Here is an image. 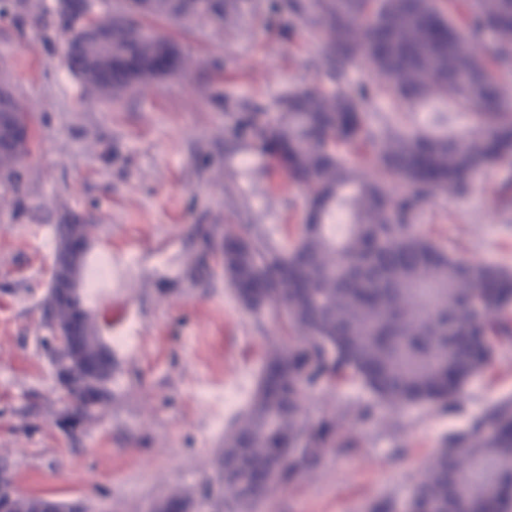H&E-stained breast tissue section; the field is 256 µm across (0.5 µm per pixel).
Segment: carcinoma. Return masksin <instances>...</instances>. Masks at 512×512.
<instances>
[{
	"instance_id": "obj_1",
	"label": "carcinoma",
	"mask_w": 512,
	"mask_h": 512,
	"mask_svg": "<svg viewBox=\"0 0 512 512\" xmlns=\"http://www.w3.org/2000/svg\"><path fill=\"white\" fill-rule=\"evenodd\" d=\"M140 9L92 12L84 24L107 30L112 58L77 77L106 101L188 66L178 43L145 34L147 20L183 28L232 26L259 14L255 0H143ZM319 42L331 91L286 88L274 118L254 137L307 193L306 222L280 244L242 225L224 230V275L254 314L279 307L288 342L265 353L248 407L224 435V467L201 488L198 512L213 499L229 512H254L280 488L313 472L336 445L342 415L317 419L304 394L320 382L351 379L391 408L444 402L489 368L512 339V270L462 261L420 234V208L436 196L458 199L495 169L512 171V0H284ZM363 63L401 112L432 111L423 128L377 124L371 95L346 85ZM467 110L461 134L448 129V106ZM368 154L372 176L353 167ZM27 156L0 152V193L15 194ZM404 187L401 193L391 185ZM347 224H330L333 215ZM102 380L112 387L116 361L103 344ZM416 512L512 509V398L491 405L448 437L415 482Z\"/></svg>"
}]
</instances>
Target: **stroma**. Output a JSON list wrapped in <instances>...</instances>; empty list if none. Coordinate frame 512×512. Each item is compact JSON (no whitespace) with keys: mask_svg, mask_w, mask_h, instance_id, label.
<instances>
[{"mask_svg":"<svg viewBox=\"0 0 512 512\" xmlns=\"http://www.w3.org/2000/svg\"><path fill=\"white\" fill-rule=\"evenodd\" d=\"M195 66L115 103H104L65 66L62 24L0 22V77L31 117L33 138L19 197L0 199V466L19 487L87 512H147L173 492L197 496L224 456L234 418L224 395L249 400L262 357L283 338V313L255 315L237 299L220 263L225 225L250 224L275 240L304 223L305 190L233 131L249 112L271 116L287 87L329 90L319 46L287 15L267 28L238 21L216 33L166 22ZM497 175L460 199L437 197L416 224L454 256L512 269V223L497 211ZM92 227L90 257L124 274L126 311L108 325L93 276L83 296L117 369L112 397L81 427L60 423L66 403L42 340L56 225ZM512 397V341L488 371L447 404L388 410L358 383H325L305 395L311 417L346 419L312 474L259 512H373L404 502L418 471L448 434Z\"/></svg>","mask_w":512,"mask_h":512,"instance_id":"obj_1","label":"stroma"}]
</instances>
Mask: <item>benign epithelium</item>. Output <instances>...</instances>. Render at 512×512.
I'll list each match as a JSON object with an SVG mask.
<instances>
[{
  "label": "benign epithelium",
  "instance_id": "7a95c632",
  "mask_svg": "<svg viewBox=\"0 0 512 512\" xmlns=\"http://www.w3.org/2000/svg\"><path fill=\"white\" fill-rule=\"evenodd\" d=\"M32 130L26 119H15L12 112L0 113V150L15 153L29 149ZM92 243V239L75 237L65 247L55 252L51 265L48 296L55 303L69 306L71 320L58 322L53 315L45 317L47 336L44 346L52 358L54 379L57 387L69 394L77 391L89 409L99 407L108 400L103 387L87 384L86 374L91 365L84 356L81 336L74 333L75 325L84 324L91 315L81 300L79 285L71 276L70 266L81 258ZM19 501L32 503L33 512H87L80 501L62 503L50 496L23 492L15 479L4 468L0 469V512H14V504Z\"/></svg>",
  "mask_w": 512,
  "mask_h": 512
}]
</instances>
